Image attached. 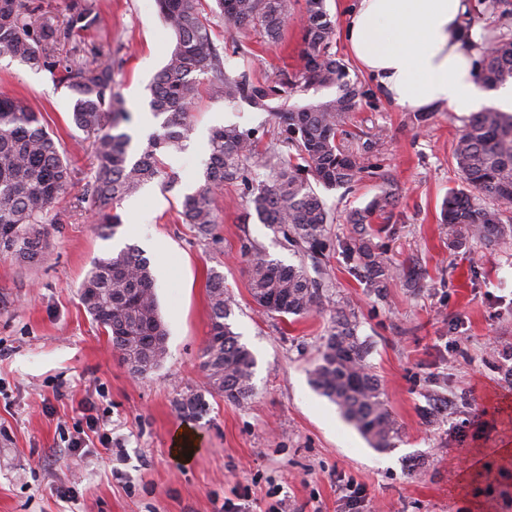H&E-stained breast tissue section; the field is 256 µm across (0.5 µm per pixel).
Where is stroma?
<instances>
[{
    "mask_svg": "<svg viewBox=\"0 0 512 512\" xmlns=\"http://www.w3.org/2000/svg\"><path fill=\"white\" fill-rule=\"evenodd\" d=\"M95 28L76 36L86 62L111 50L138 156L161 121L148 108L149 84L172 49V33L154 0H94ZM354 0H326L336 19L333 50L349 64L365 96L347 125V146L373 145V167L352 188L323 191L331 240L355 234L349 215L386 187L395 202L376 216L375 238L393 265L418 268L417 287L393 277L383 295L349 272L339 249L321 267L329 296L309 315L259 312L251 293L244 240L286 264L296 258L260 224L243 185L214 197L210 238L182 220V201L203 182L210 130L253 128L276 138L277 116L202 95L192 131L164 161L174 181L154 182L125 198L113 235L103 236L79 200L96 168L94 150L70 122L72 102L46 71L0 59V93L25 99L60 138L72 185L47 228L34 265L0 256V512H345L347 481L365 490L361 512H512V231L496 243L454 250L441 205L458 187L454 149L466 114L441 106L428 124L391 105L352 61L341 29ZM305 0H291L280 39L243 32L217 18L212 38L227 67L260 77L301 64ZM135 244L151 261L167 355L137 377L109 346L81 302L94 257ZM224 275L232 329L256 358L253 394L238 403L206 394L190 418L175 401L200 391V356L210 324L207 276ZM354 313L366 362L398 433L386 450L368 441L316 392L310 371L337 309ZM194 434L191 458L172 452L174 434ZM82 433L71 451L68 439ZM77 490L75 501L59 496Z\"/></svg>",
    "mask_w": 512,
    "mask_h": 512,
    "instance_id": "1",
    "label": "stroma"
}]
</instances>
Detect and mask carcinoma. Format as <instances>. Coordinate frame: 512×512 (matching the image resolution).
Masks as SVG:
<instances>
[{"instance_id":"cac0c4a2","label":"carcinoma","mask_w":512,"mask_h":512,"mask_svg":"<svg viewBox=\"0 0 512 512\" xmlns=\"http://www.w3.org/2000/svg\"><path fill=\"white\" fill-rule=\"evenodd\" d=\"M156 0L159 15L171 30L175 44L149 86V109L162 119V132L153 136L134 159L131 136L119 131L129 121L125 100L116 88L112 51H100L89 66L80 50L64 49L68 40L94 27L98 12L89 0H69L63 25L47 16L43 0H0V58L51 74L56 86L72 99L71 122L94 137L97 158L94 176L83 200L96 223L112 230L121 223L114 207L126 196L155 180L170 178L164 155L178 150L191 130L190 105L202 88L230 104L244 102L260 112H274L282 130L257 155V133L238 125L219 126L210 135V154L204 183L184 196L182 216L198 234L215 228L213 196L226 183L239 182L262 224L282 236L298 264H284L249 241L248 276L254 302L266 313L302 317L313 311L329 292L319 256L329 247L331 220L323 197L313 184L326 190L350 188L370 167L369 157L350 151L342 142L344 125L359 109L364 91L349 78V68L332 52L336 19L325 0H305L302 19V66L258 78L250 71L227 69L212 39L211 18L222 17L240 30L260 28L264 35L281 37L290 16L288 0ZM481 82L494 90L512 79V33L501 34L484 47ZM338 88L336 97L292 106L289 97L310 90ZM454 158L461 187L448 191L441 208L448 225V245L454 249L472 240L490 242L504 235L499 208L492 199L512 205V114L488 108L472 115L460 130ZM72 183L71 164L54 133L42 122L40 111L17 97L0 95V254L21 264L40 261L46 248L45 225L60 221L56 204ZM394 193L384 191L367 207L350 215L356 235L339 242L352 263L350 272L379 294L393 274L411 283L417 273L394 267L373 242L370 218L385 213ZM210 304L209 335L224 338L219 352L206 342L201 366L208 392L238 402L253 391V354L239 342L227 319L231 299L224 293V275L212 270L207 280ZM81 288L98 293L99 303L112 302V318L87 312L105 330L113 351L125 357L139 344L148 369L159 365L166 351L167 332L158 313L150 260L135 244L117 253L95 258ZM367 347L357 336L352 316L340 310L311 370L315 391L334 403L341 417L356 428L372 447H392L395 423L381 399L380 384L365 362ZM181 413L196 417L206 411L202 395L176 400Z\"/></svg>"}]
</instances>
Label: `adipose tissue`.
<instances>
[{
  "label": "adipose tissue",
  "mask_w": 512,
  "mask_h": 512,
  "mask_svg": "<svg viewBox=\"0 0 512 512\" xmlns=\"http://www.w3.org/2000/svg\"><path fill=\"white\" fill-rule=\"evenodd\" d=\"M465 0H357L344 39L357 65L392 105L475 108L480 69Z\"/></svg>",
  "instance_id": "obj_1"
}]
</instances>
